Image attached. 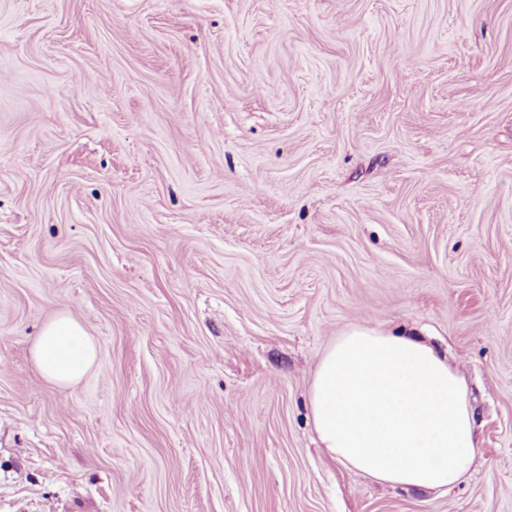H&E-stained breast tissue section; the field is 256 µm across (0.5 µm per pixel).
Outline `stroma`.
I'll list each match as a JSON object with an SVG mask.
<instances>
[{"label":"stroma","instance_id":"1","mask_svg":"<svg viewBox=\"0 0 512 512\" xmlns=\"http://www.w3.org/2000/svg\"><path fill=\"white\" fill-rule=\"evenodd\" d=\"M357 325L464 375L448 492L319 448ZM0 512H512V0H0ZM31 358L49 382L68 387L80 382L98 357V346L80 322L60 311L36 336Z\"/></svg>","mask_w":512,"mask_h":512}]
</instances>
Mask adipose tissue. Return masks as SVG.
I'll return each mask as SVG.
<instances>
[{
    "mask_svg": "<svg viewBox=\"0 0 512 512\" xmlns=\"http://www.w3.org/2000/svg\"><path fill=\"white\" fill-rule=\"evenodd\" d=\"M30 353L47 381L68 387L94 365L98 346L62 311L44 325ZM308 401L321 448L380 483L448 490L474 464L465 380L420 338L350 328L325 350Z\"/></svg>",
    "mask_w": 512,
    "mask_h": 512,
    "instance_id": "obj_1",
    "label": "adipose tissue"
}]
</instances>
